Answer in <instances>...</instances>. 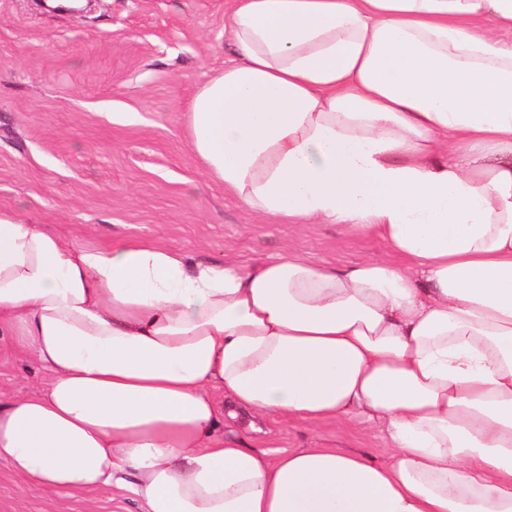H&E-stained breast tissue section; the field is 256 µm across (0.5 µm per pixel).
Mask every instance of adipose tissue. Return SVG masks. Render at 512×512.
Here are the masks:
<instances>
[{
    "mask_svg": "<svg viewBox=\"0 0 512 512\" xmlns=\"http://www.w3.org/2000/svg\"><path fill=\"white\" fill-rule=\"evenodd\" d=\"M194 94L207 178L390 258L187 264L0 211V330L50 374L0 402L27 486L143 512H512V0H228ZM379 427L383 460L258 450L238 411Z\"/></svg>",
    "mask_w": 512,
    "mask_h": 512,
    "instance_id": "1",
    "label": "adipose tissue"
}]
</instances>
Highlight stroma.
<instances>
[{"label":"stroma","instance_id":"1","mask_svg":"<svg viewBox=\"0 0 512 512\" xmlns=\"http://www.w3.org/2000/svg\"><path fill=\"white\" fill-rule=\"evenodd\" d=\"M225 0H93L80 16L0 0V210L79 244L144 240L189 262L251 266L287 249L352 265L387 254L339 224H269L204 176L185 130L199 85L234 48ZM48 373L0 336V397L42 389ZM259 449L322 445L381 459L357 422L307 427L225 419ZM0 512H141L109 489L75 499L25 488L0 461Z\"/></svg>","mask_w":512,"mask_h":512}]
</instances>
